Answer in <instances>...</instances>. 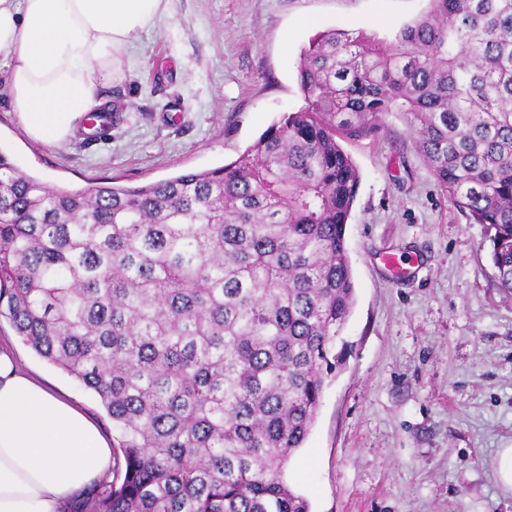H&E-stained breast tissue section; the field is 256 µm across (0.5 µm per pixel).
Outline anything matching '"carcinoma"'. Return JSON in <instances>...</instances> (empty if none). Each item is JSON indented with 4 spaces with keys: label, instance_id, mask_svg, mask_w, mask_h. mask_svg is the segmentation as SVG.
<instances>
[{
    "label": "carcinoma",
    "instance_id": "carcinoma-1",
    "mask_svg": "<svg viewBox=\"0 0 512 512\" xmlns=\"http://www.w3.org/2000/svg\"><path fill=\"white\" fill-rule=\"evenodd\" d=\"M306 107L236 160L51 188L0 152V317L94 392L114 469L69 512H310L284 479L354 305L360 176L339 143L402 115L512 295V0H431L392 42L316 34Z\"/></svg>",
    "mask_w": 512,
    "mask_h": 512
}]
</instances>
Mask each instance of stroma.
<instances>
[{
    "instance_id": "35a3bbf8",
    "label": "stroma",
    "mask_w": 512,
    "mask_h": 512,
    "mask_svg": "<svg viewBox=\"0 0 512 512\" xmlns=\"http://www.w3.org/2000/svg\"><path fill=\"white\" fill-rule=\"evenodd\" d=\"M430 0H171L141 34L124 78L99 88L121 104L104 138L27 139L0 68V152L51 186L116 179L140 186L237 159L284 113L305 107L297 69L318 32L392 40ZM360 184L347 228L355 284L340 357L285 479L311 512H512L498 449L512 445V296L499 288L489 231L439 186L399 115L342 140ZM0 343L104 430L90 391L0 318Z\"/></svg>"
}]
</instances>
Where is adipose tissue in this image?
<instances>
[{
	"mask_svg": "<svg viewBox=\"0 0 512 512\" xmlns=\"http://www.w3.org/2000/svg\"><path fill=\"white\" fill-rule=\"evenodd\" d=\"M169 0H0V65L9 104L36 143L62 145L123 77V55L167 13ZM112 441L0 344V512H63L109 481Z\"/></svg>",
	"mask_w": 512,
	"mask_h": 512,
	"instance_id": "1",
	"label": "adipose tissue"
}]
</instances>
